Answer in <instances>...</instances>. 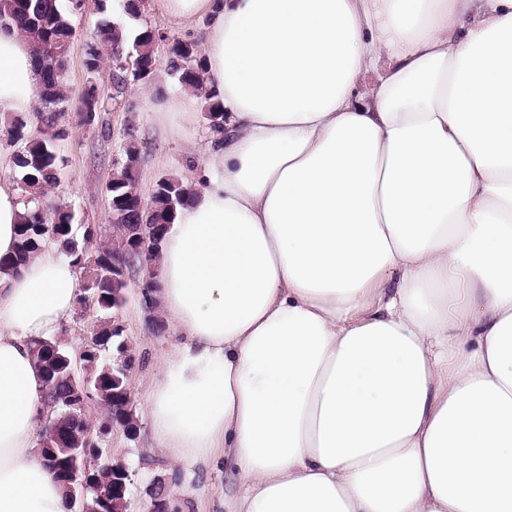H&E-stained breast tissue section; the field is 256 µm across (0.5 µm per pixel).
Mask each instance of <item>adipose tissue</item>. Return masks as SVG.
Segmentation results:
<instances>
[{
    "instance_id": "obj_1",
    "label": "adipose tissue",
    "mask_w": 512,
    "mask_h": 512,
    "mask_svg": "<svg viewBox=\"0 0 512 512\" xmlns=\"http://www.w3.org/2000/svg\"><path fill=\"white\" fill-rule=\"evenodd\" d=\"M224 108L160 244L145 411L228 512H512V0H153ZM39 78L0 28V115ZM26 214L0 179V257ZM82 280L0 270V512H68L34 340Z\"/></svg>"
}]
</instances>
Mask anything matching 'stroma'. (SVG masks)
<instances>
[{"mask_svg": "<svg viewBox=\"0 0 512 512\" xmlns=\"http://www.w3.org/2000/svg\"><path fill=\"white\" fill-rule=\"evenodd\" d=\"M111 21L136 33L144 24L168 30V23L152 9L141 17L126 14L121 0H86L81 11L71 19L75 30L70 48L67 85L71 102H78L88 84H96L105 110L91 126H74L55 147L58 182L48 193L50 203L66 207L74 215L73 230L95 224L102 238L112 235V215L107 186L125 161L127 145H135L139 157L138 191L143 201H150L155 183L162 178L188 180L191 166L203 165L194 144L207 138L205 113H198L193 126L178 131V119L156 112L155 104L182 92L176 77L166 67H159L152 81L135 79L132 70H124V84L115 87V65L103 56L96 73L84 65L90 46L96 45V31L101 22ZM147 271L135 268L130 274L122 304L111 314L75 305L62 334L65 342L88 341L105 319L122 328V337L135 357L129 371L131 410L137 425L135 435L123 427H114L102 449L113 460L121 461L130 474L128 512H148L153 483L164 482L177 506V512H225L224 495L230 478L223 462L190 467L174 465L150 447V421L142 402L157 359L172 351L181 341L171 328L155 330L143 305L140 286Z\"/></svg>", "mask_w": 512, "mask_h": 512, "instance_id": "stroma-1", "label": "stroma"}]
</instances>
